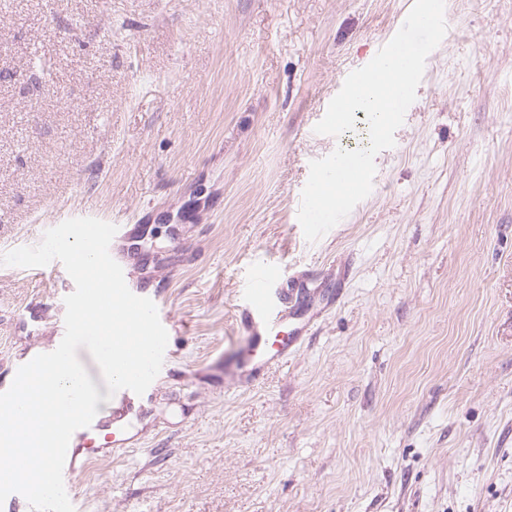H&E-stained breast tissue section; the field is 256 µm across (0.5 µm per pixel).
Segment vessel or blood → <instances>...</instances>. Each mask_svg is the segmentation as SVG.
I'll return each instance as SVG.
<instances>
[{
	"label": "vessel or blood",
	"instance_id": "vessel-or-blood-1",
	"mask_svg": "<svg viewBox=\"0 0 512 512\" xmlns=\"http://www.w3.org/2000/svg\"><path fill=\"white\" fill-rule=\"evenodd\" d=\"M304 289L301 283H285L274 266L254 269L244 284L236 314V324L247 337L236 359L240 376L258 378L265 370L286 362L289 355L300 348L311 324L295 311L293 301ZM141 401V396L130 390H119L99 405L90 426L74 432L63 469L66 492L75 490L74 479L80 472L78 457L84 452L90 435L106 434L107 440L100 448L105 455L120 454L135 445V436L127 435L125 429L138 419ZM119 430L124 433L120 439L115 436Z\"/></svg>",
	"mask_w": 512,
	"mask_h": 512
}]
</instances>
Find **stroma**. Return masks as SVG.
I'll return each instance as SVG.
<instances>
[{
    "label": "stroma",
    "mask_w": 512,
    "mask_h": 512,
    "mask_svg": "<svg viewBox=\"0 0 512 512\" xmlns=\"http://www.w3.org/2000/svg\"><path fill=\"white\" fill-rule=\"evenodd\" d=\"M410 0H0V254L79 217L176 323L126 454L74 512H512V0H445L371 194L317 242L314 131ZM343 301L256 381L208 367L259 265ZM73 283L0 266V373Z\"/></svg>",
    "instance_id": "35a3bbf8"
}]
</instances>
